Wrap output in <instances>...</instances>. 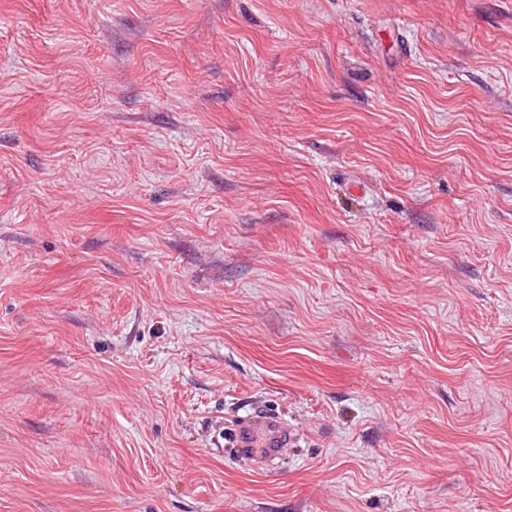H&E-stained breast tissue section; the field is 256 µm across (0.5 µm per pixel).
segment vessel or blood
<instances>
[{
  "label": "vessel or blood",
  "instance_id": "b4317fda",
  "mask_svg": "<svg viewBox=\"0 0 512 512\" xmlns=\"http://www.w3.org/2000/svg\"><path fill=\"white\" fill-rule=\"evenodd\" d=\"M292 440V430L286 421L257 409L237 425L229 441L239 457L256 463L274 458Z\"/></svg>",
  "mask_w": 512,
  "mask_h": 512
}]
</instances>
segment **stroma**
I'll return each instance as SVG.
<instances>
[{
    "instance_id": "35a3bbf8",
    "label": "stroma",
    "mask_w": 512,
    "mask_h": 512,
    "mask_svg": "<svg viewBox=\"0 0 512 512\" xmlns=\"http://www.w3.org/2000/svg\"><path fill=\"white\" fill-rule=\"evenodd\" d=\"M0 512H512V0H0ZM292 440L288 423L261 409H254L237 425L229 442L239 458L253 459L257 464L274 458L279 448Z\"/></svg>"
}]
</instances>
